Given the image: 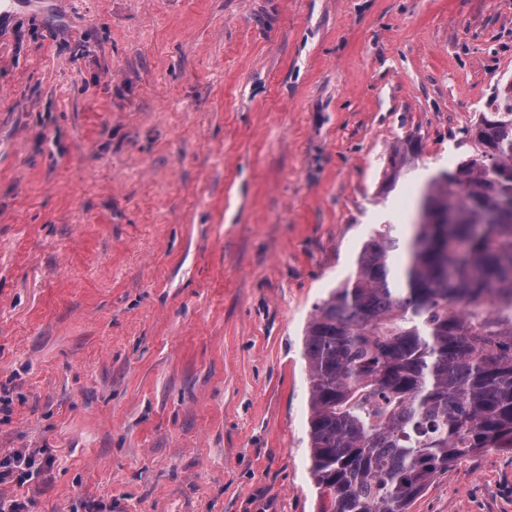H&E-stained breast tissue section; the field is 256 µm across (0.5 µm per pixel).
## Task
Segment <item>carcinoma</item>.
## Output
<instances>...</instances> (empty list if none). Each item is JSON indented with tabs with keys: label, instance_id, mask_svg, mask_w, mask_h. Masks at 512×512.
Instances as JSON below:
<instances>
[{
	"label": "carcinoma",
	"instance_id": "obj_1",
	"mask_svg": "<svg viewBox=\"0 0 512 512\" xmlns=\"http://www.w3.org/2000/svg\"><path fill=\"white\" fill-rule=\"evenodd\" d=\"M468 134L478 152L415 190L304 330L309 471L319 512H407L486 448L512 450V84ZM389 152L391 192L420 153Z\"/></svg>",
	"mask_w": 512,
	"mask_h": 512
}]
</instances>
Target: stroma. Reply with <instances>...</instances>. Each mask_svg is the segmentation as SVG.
<instances>
[{"instance_id":"35a3bbf8","label":"stroma","mask_w":512,"mask_h":512,"mask_svg":"<svg viewBox=\"0 0 512 512\" xmlns=\"http://www.w3.org/2000/svg\"><path fill=\"white\" fill-rule=\"evenodd\" d=\"M512 82V0H14L0 485L31 512H318L303 330ZM419 136L412 173L381 186ZM408 512H512V451ZM421 145L417 138L407 136L394 144L389 152L390 174L388 175L383 192L387 195L398 184L399 179L404 175L411 161L420 153ZM34 459L25 455H14L0 460V484L16 483L23 485L33 476Z\"/></svg>"}]
</instances>
